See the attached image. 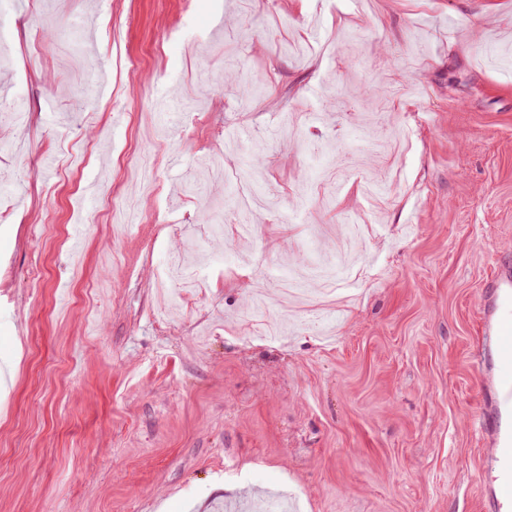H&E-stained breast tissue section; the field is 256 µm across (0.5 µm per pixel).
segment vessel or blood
Masks as SVG:
<instances>
[{
    "instance_id": "b4317fda",
    "label": "vessel or blood",
    "mask_w": 512,
    "mask_h": 512,
    "mask_svg": "<svg viewBox=\"0 0 512 512\" xmlns=\"http://www.w3.org/2000/svg\"><path fill=\"white\" fill-rule=\"evenodd\" d=\"M487 353L479 363L484 401L478 419L500 467L497 485L484 489L487 512H512V267L496 268L481 305Z\"/></svg>"
}]
</instances>
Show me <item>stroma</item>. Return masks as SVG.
<instances>
[{
  "label": "stroma",
  "instance_id": "35a3bbf8",
  "mask_svg": "<svg viewBox=\"0 0 512 512\" xmlns=\"http://www.w3.org/2000/svg\"><path fill=\"white\" fill-rule=\"evenodd\" d=\"M512 0H10L0 16V512H486L480 303L512 261ZM138 68H131L130 59ZM103 60V87L89 81ZM261 86L241 100L225 76ZM186 112L160 118L158 98ZM414 131L387 190L352 131ZM249 127L255 238L231 228ZM224 154V180L201 162ZM156 155L154 191L132 157ZM55 173L46 176L45 159ZM258 337L282 275L335 258ZM201 288L163 314L172 266Z\"/></svg>",
  "mask_w": 512,
  "mask_h": 512
}]
</instances>
